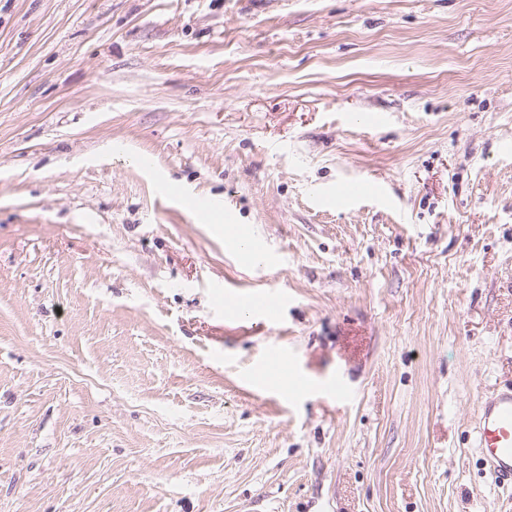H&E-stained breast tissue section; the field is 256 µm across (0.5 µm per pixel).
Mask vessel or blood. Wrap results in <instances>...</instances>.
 <instances>
[{"instance_id": "obj_1", "label": "vessel or blood", "mask_w": 512, "mask_h": 512, "mask_svg": "<svg viewBox=\"0 0 512 512\" xmlns=\"http://www.w3.org/2000/svg\"><path fill=\"white\" fill-rule=\"evenodd\" d=\"M224 247L233 253L249 252L260 265L271 259L270 254L251 240L229 237ZM477 446L496 477L512 483V390L480 403Z\"/></svg>"}]
</instances>
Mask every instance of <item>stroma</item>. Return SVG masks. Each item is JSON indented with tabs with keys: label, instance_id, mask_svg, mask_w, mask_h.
<instances>
[{
	"label": "stroma",
	"instance_id": "obj_1",
	"mask_svg": "<svg viewBox=\"0 0 512 512\" xmlns=\"http://www.w3.org/2000/svg\"><path fill=\"white\" fill-rule=\"evenodd\" d=\"M509 384L512 0H0V512H512ZM224 249L233 253L247 251L251 253L258 265H265L272 258L270 254L254 241L246 239L245 242H243V240L237 237H226V239H224ZM477 448L496 477L512 485V389L480 403Z\"/></svg>",
	"mask_w": 512,
	"mask_h": 512
}]
</instances>
